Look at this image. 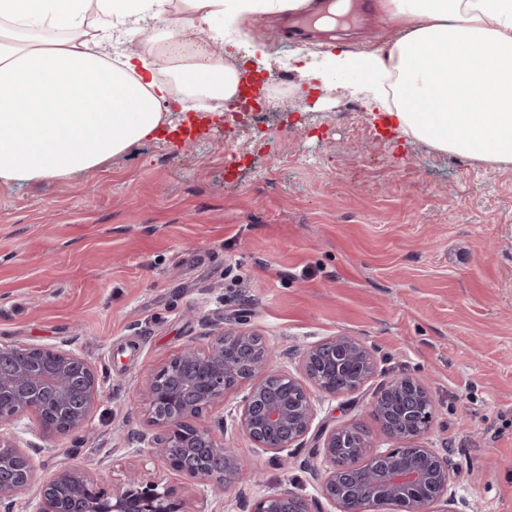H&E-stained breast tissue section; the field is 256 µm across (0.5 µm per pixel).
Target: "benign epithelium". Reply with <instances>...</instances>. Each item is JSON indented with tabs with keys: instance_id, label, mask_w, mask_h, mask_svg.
<instances>
[{
	"instance_id": "obj_1",
	"label": "benign epithelium",
	"mask_w": 512,
	"mask_h": 512,
	"mask_svg": "<svg viewBox=\"0 0 512 512\" xmlns=\"http://www.w3.org/2000/svg\"><path fill=\"white\" fill-rule=\"evenodd\" d=\"M0 345V512H15L33 476L31 456L42 448L24 440L15 426L27 417L44 438L82 429L97 407L101 382L96 368L72 349ZM275 351L239 322L218 327L204 347L190 344L170 358L139 393L151 431L140 452L161 459L168 470L206 485L227 487L247 470V460L224 447L198 423L224 396L245 389L236 406L240 426L254 447L286 463L303 447L318 418V399L359 391L375 375L376 361L359 338L340 334L307 347L295 376L273 368ZM372 410L393 447L375 451L346 426L318 425L313 453L328 463L317 475L321 497L335 512H454L455 468L426 442L434 420L426 387L411 376L385 383ZM347 463L336 465V454ZM207 512L204 503L174 485L132 469L107 489L88 470H64L47 482L35 512ZM250 512H310L292 492L253 500Z\"/></svg>"
}]
</instances>
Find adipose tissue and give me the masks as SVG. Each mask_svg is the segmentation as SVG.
Listing matches in <instances>:
<instances>
[{
  "label": "adipose tissue",
  "mask_w": 512,
  "mask_h": 512,
  "mask_svg": "<svg viewBox=\"0 0 512 512\" xmlns=\"http://www.w3.org/2000/svg\"><path fill=\"white\" fill-rule=\"evenodd\" d=\"M309 0H0V184L65 178L100 167L162 132L179 89L223 108L240 73L222 57L185 56L187 30L265 56L246 40L258 14L296 13ZM394 36L367 54L344 48L294 55L303 77L365 70L370 111L447 153L512 165V0H379ZM163 27L145 53L108 63L104 41ZM174 67V81L161 80ZM491 107L474 112L470 103ZM436 111H424L427 103Z\"/></svg>",
  "instance_id": "adipose-tissue-1"
}]
</instances>
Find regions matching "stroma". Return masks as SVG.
Returning <instances> with one entry per match:
<instances>
[{"label":"stroma","mask_w":512,"mask_h":512,"mask_svg":"<svg viewBox=\"0 0 512 512\" xmlns=\"http://www.w3.org/2000/svg\"><path fill=\"white\" fill-rule=\"evenodd\" d=\"M249 33L268 56L247 106L170 113L174 130L197 128L191 143L173 130L71 179L0 184V344L68 345L103 390L75 435L27 433L41 448L27 501L68 467L107 487L134 467L165 476L137 452L144 416L131 396L183 346L241 315L289 369L326 337L362 339L376 376L322 400L320 416L376 443L377 390L403 375L421 381L435 411L428 442L458 471L459 512H512V165L454 156L348 111L363 99L357 71L310 94L294 75L287 108L273 107L280 58L333 37L286 13L257 16ZM391 36L362 8L341 43L369 51ZM238 399L202 421L224 419L221 441L260 482L178 487L210 512H248L281 489L329 512L316 479L324 461L304 447L276 465L242 432Z\"/></svg>","instance_id":"obj_1"}]
</instances>
